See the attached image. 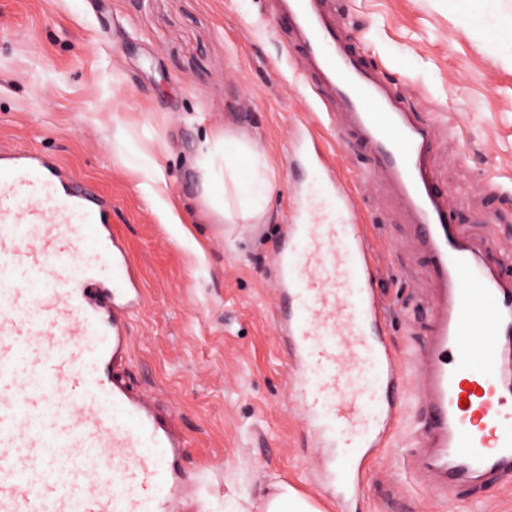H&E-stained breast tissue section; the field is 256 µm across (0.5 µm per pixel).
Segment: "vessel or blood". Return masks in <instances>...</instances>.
<instances>
[{
	"instance_id": "vessel-or-blood-1",
	"label": "vessel or blood",
	"mask_w": 512,
	"mask_h": 512,
	"mask_svg": "<svg viewBox=\"0 0 512 512\" xmlns=\"http://www.w3.org/2000/svg\"><path fill=\"white\" fill-rule=\"evenodd\" d=\"M272 5L323 105L300 118L292 149L318 170L324 201L279 234L275 321L291 396L323 450L322 488L344 503L406 395L363 221L316 131L336 104L374 158L359 182L394 187L426 260L428 469L443 486L511 469L512 252L456 224L432 160L435 124L343 44L321 0ZM111 211L56 159L0 144V512H171L181 492L186 439L108 372L129 356L128 313L141 300Z\"/></svg>"
}]
</instances>
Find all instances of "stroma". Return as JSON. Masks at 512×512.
Segmentation results:
<instances>
[{"mask_svg":"<svg viewBox=\"0 0 512 512\" xmlns=\"http://www.w3.org/2000/svg\"><path fill=\"white\" fill-rule=\"evenodd\" d=\"M348 46L417 118L438 129L434 165L457 221L512 249V67L457 23L448 0H325ZM269 0H0V143L56 158L112 200V227L143 284L118 374L168 406L188 448L190 491L178 512H259L284 480L337 512L319 489L315 448L277 347L274 252L295 204L320 175L290 144L315 78ZM255 141L273 171L260 224H214L198 181L199 146ZM339 177L371 165L335 127L319 129ZM498 193L486 190V183ZM366 217L389 342L412 365L429 330L431 294L395 190L352 189ZM181 221H165L166 205ZM409 392L390 447L374 452L351 512H512V477L479 497L419 468Z\"/></svg>","mask_w":512,"mask_h":512,"instance_id":"stroma-1","label":"stroma"}]
</instances>
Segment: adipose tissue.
I'll list each match as a JSON object with an SVG mask.
<instances>
[{
	"instance_id": "obj_1",
	"label": "adipose tissue",
	"mask_w": 512,
	"mask_h": 512,
	"mask_svg": "<svg viewBox=\"0 0 512 512\" xmlns=\"http://www.w3.org/2000/svg\"><path fill=\"white\" fill-rule=\"evenodd\" d=\"M452 7L462 26L480 32L503 62L512 63V18L499 14L496 0H453ZM198 166L204 186L220 191L209 200L214 223L263 219L273 175L253 143L232 137L206 141Z\"/></svg>"
}]
</instances>
